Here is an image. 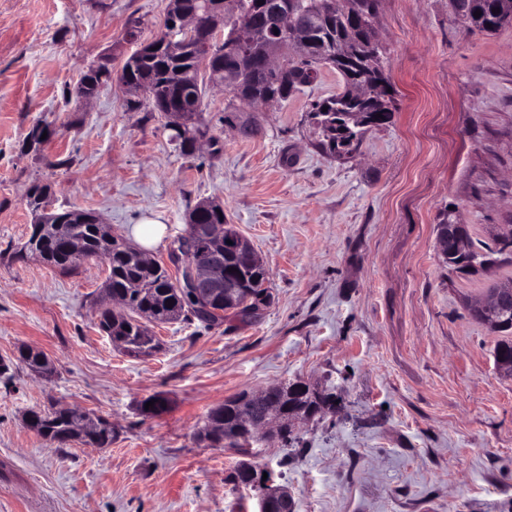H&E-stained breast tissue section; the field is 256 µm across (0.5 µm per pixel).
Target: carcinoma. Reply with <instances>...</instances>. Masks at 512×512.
Segmentation results:
<instances>
[{
  "label": "carcinoma",
  "instance_id": "obj_1",
  "mask_svg": "<svg viewBox=\"0 0 512 512\" xmlns=\"http://www.w3.org/2000/svg\"><path fill=\"white\" fill-rule=\"evenodd\" d=\"M289 3L306 32L303 53L284 60L272 73L263 63L262 51L242 26L249 17L270 33L280 22L282 4ZM454 13L479 31L492 32L512 23V15L501 11L499 0H451ZM185 11L198 16L224 12L223 46L204 48L202 35L186 36L182 54L173 56L158 41L127 59L119 79L124 84L144 87L153 95L152 105L159 112L170 109L195 110V119L185 128H170V141L181 153L196 151L199 135L200 108L205 93L201 70H224V88L232 96L229 112H247L260 99L276 98L286 102L301 92L314 79L321 65L336 69L344 80V90L333 97L313 100L308 113L319 130V145L330 154H351L370 127L390 122L396 110L391 84L387 76L384 52L375 40L374 18L378 0H345L337 8L331 0H183ZM481 11L476 17L474 13ZM345 44L349 54L341 58L336 46ZM112 72L84 74L73 90L78 98L96 96L101 81H109ZM362 114V122L353 121V113ZM381 117H376V114ZM46 188L35 186L28 192V207L34 224L20 252H36L46 263L68 270L80 260L105 255L109 274L104 288L107 294L121 299L129 314L109 311L99 313L100 328L131 354H146L155 349L154 339L146 323H169L197 319L209 325H220L229 316L241 322L254 318L257 303L269 297L268 271L250 246L226 249L224 243L210 237L208 231L224 227V237L236 238L238 232L226 222L224 209L216 203L197 204L189 212L188 226L196 233L179 237L190 261L219 254L223 279L212 286L209 297L198 299L179 287V278L159 262L112 234L109 225L84 210L45 212ZM172 307H167V300ZM18 360L30 371L49 372L46 355L32 349L19 351ZM302 381L279 384L259 394L242 393L213 409L198 439L212 446L227 443L247 451L246 431L241 429V416L279 420L276 432L288 446L294 441L288 418H309L335 410V395L301 389ZM85 413L59 409L50 413L32 411L29 426L41 436L66 446L73 441L93 448L112 444V424L103 418L90 428L82 426Z\"/></svg>",
  "mask_w": 512,
  "mask_h": 512
}]
</instances>
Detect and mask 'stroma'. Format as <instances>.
<instances>
[{"instance_id":"35a3bbf8","label":"stroma","mask_w":512,"mask_h":512,"mask_svg":"<svg viewBox=\"0 0 512 512\" xmlns=\"http://www.w3.org/2000/svg\"><path fill=\"white\" fill-rule=\"evenodd\" d=\"M167 0H0V357L42 351L44 380L23 364L0 375V512H234L255 503L226 477L240 456L196 436L240 392L301 380L335 394V412L295 425L282 448L261 435L253 461L282 472L295 512H512V379L500 332L470 308L512 259L449 269L441 216L495 248L512 224V25L467 31L449 0H380L375 28L397 110L359 148L323 151L310 101L341 92L330 66L287 102L258 105L259 130L226 119L207 85L208 135L192 157L152 105L132 110L119 82L72 93L90 64L120 70L164 29ZM137 41H129V32ZM49 135L31 145L34 126ZM48 211L94 212L129 236L144 215L166 237L164 262L201 200L224 208L269 272L271 301L251 322L151 325L159 345L131 356L100 331L108 261L69 272L15 252L28 238L27 192ZM161 394L168 412L141 403ZM108 419L112 443L61 448L31 430V410Z\"/></svg>"}]
</instances>
